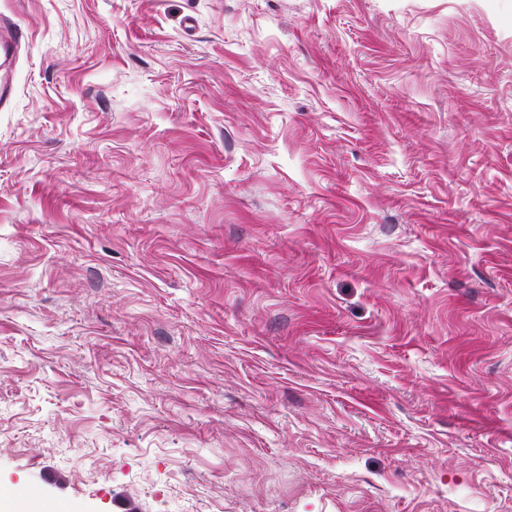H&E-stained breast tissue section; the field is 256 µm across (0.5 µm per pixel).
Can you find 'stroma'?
I'll return each mask as SVG.
<instances>
[{
  "mask_svg": "<svg viewBox=\"0 0 512 512\" xmlns=\"http://www.w3.org/2000/svg\"><path fill=\"white\" fill-rule=\"evenodd\" d=\"M0 488L71 512H512V0H0Z\"/></svg>",
  "mask_w": 512,
  "mask_h": 512,
  "instance_id": "obj_1",
  "label": "stroma"
}]
</instances>
